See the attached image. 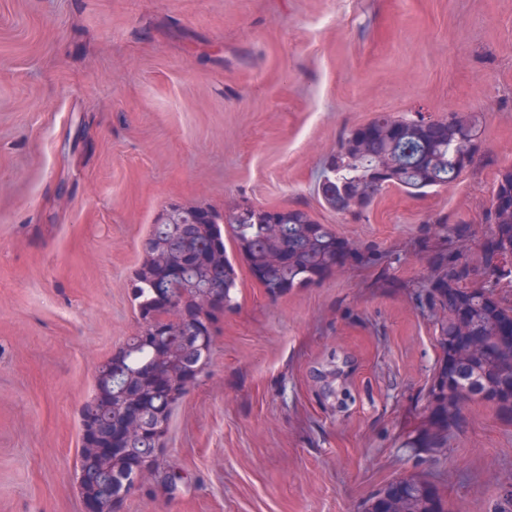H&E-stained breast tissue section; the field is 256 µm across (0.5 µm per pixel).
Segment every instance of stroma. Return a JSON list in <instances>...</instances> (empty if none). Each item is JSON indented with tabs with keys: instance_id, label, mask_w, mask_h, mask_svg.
<instances>
[{
	"instance_id": "obj_1",
	"label": "stroma",
	"mask_w": 512,
	"mask_h": 512,
	"mask_svg": "<svg viewBox=\"0 0 512 512\" xmlns=\"http://www.w3.org/2000/svg\"><path fill=\"white\" fill-rule=\"evenodd\" d=\"M482 122L452 184L383 190L352 218L318 185L379 115ZM512 166V0H0V512H85L74 479L94 368L139 329L130 288L169 206L301 207L390 253L270 298L246 264L207 373L175 408L182 477L126 512H360L418 472L452 512L512 497V424L472 404L441 452L426 421L434 312L415 244L480 224ZM347 367L346 406L322 375Z\"/></svg>"
}]
</instances>
